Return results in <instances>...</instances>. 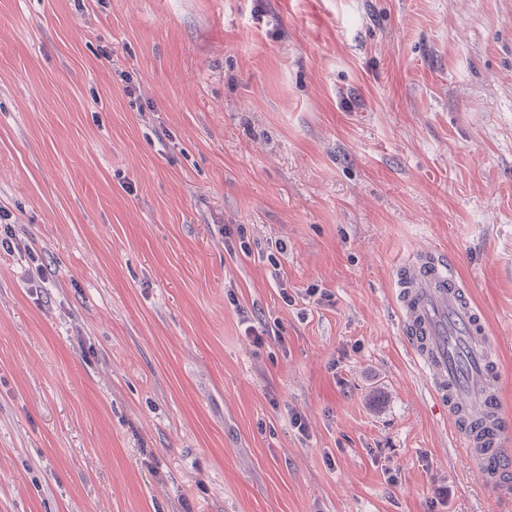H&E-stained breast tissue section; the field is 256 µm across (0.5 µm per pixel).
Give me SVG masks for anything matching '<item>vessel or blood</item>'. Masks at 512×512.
<instances>
[{
	"label": "vessel or blood",
	"instance_id": "vessel-or-blood-1",
	"mask_svg": "<svg viewBox=\"0 0 512 512\" xmlns=\"http://www.w3.org/2000/svg\"><path fill=\"white\" fill-rule=\"evenodd\" d=\"M415 359L483 484L512 498V419L504 412L497 342L471 286L447 255L412 253L395 283Z\"/></svg>",
	"mask_w": 512,
	"mask_h": 512
}]
</instances>
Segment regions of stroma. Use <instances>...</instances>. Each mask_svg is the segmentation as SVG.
Here are the masks:
<instances>
[{
	"mask_svg": "<svg viewBox=\"0 0 512 512\" xmlns=\"http://www.w3.org/2000/svg\"><path fill=\"white\" fill-rule=\"evenodd\" d=\"M0 206V512H512L394 300L455 253L512 411V0H0ZM233 226L235 227L224 225L222 229L225 248L234 253L239 250L242 254L250 256L252 253L250 234L246 225L234 224Z\"/></svg>",
	"mask_w": 512,
	"mask_h": 512,
	"instance_id": "obj_1",
	"label": "stroma"
}]
</instances>
